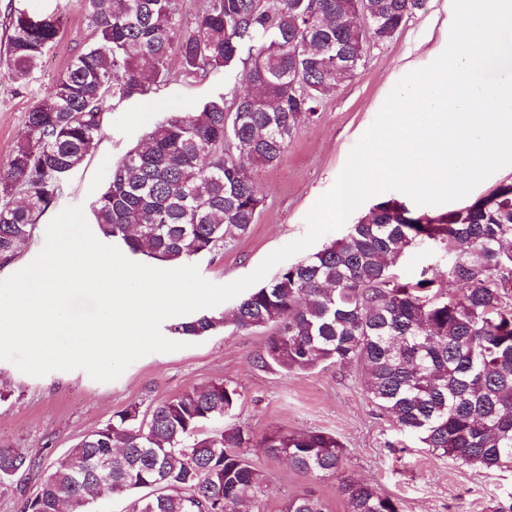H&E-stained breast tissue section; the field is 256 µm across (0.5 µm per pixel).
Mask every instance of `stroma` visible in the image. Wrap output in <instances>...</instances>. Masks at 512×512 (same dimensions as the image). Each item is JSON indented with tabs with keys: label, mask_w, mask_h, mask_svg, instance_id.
Segmentation results:
<instances>
[{
	"label": "stroma",
	"mask_w": 512,
	"mask_h": 512,
	"mask_svg": "<svg viewBox=\"0 0 512 512\" xmlns=\"http://www.w3.org/2000/svg\"><path fill=\"white\" fill-rule=\"evenodd\" d=\"M14 6L61 13L63 32L27 78H14L0 63V168L7 166L23 138L26 115L45 88L92 42L76 0H0V44ZM452 16V0H426L390 43L371 48L357 76L327 100L319 121L299 124L277 164L252 166L264 203L247 234L225 240L213 254L197 259L203 278L231 283L307 234V214L332 188L389 93L404 76L427 67L445 50ZM245 76L241 68L228 79L219 74L201 83L173 82L111 110L96 153L69 176L56 208L43 216L14 261L0 268V279L33 262L59 210L89 209L103 192L112 165L165 115L192 111L211 97L243 86ZM395 270L410 280L425 270L439 283L448 281L447 259L431 243L411 249ZM268 335L265 329L239 330L228 324L217 334L192 338L190 347L141 357L110 382L96 381L81 369L35 377L0 361V448L22 452L46 466L129 405L146 409L191 386L224 381L242 394L233 423L259 437L277 428L336 434L344 446L342 478L373 484L398 499L402 512H497L512 505L511 465L469 467L423 448L374 407L362 369L328 361L290 374L255 367L253 357ZM248 457L267 476L264 512H281L287 497L307 490L321 497L329 512H349L341 478L305 476L286 459L268 457L260 448L250 449Z\"/></svg>",
	"instance_id": "stroma-1"
}]
</instances>
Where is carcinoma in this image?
Masks as SVG:
<instances>
[{
    "label": "carcinoma",
    "mask_w": 512,
    "mask_h": 512,
    "mask_svg": "<svg viewBox=\"0 0 512 512\" xmlns=\"http://www.w3.org/2000/svg\"><path fill=\"white\" fill-rule=\"evenodd\" d=\"M425 0H204L189 21L180 0H77L93 42L28 112L26 132L0 169V266L31 240L67 177L98 149L106 115L172 81H202L238 64L249 88L219 94L194 112H172L109 170L92 203L99 235L132 255L190 263L247 232L262 205L245 155L272 165L303 119H320L336 83V54L357 75L372 46L390 42ZM62 15L10 11L5 62L26 78L62 31ZM181 69L174 75L169 56ZM431 241L448 258V282L394 272ZM231 323L277 332L254 357L261 370L312 369L324 361L369 373L375 408L433 453L484 469L512 464V183L418 221L397 200L376 204L345 235L280 269L224 313L167 327L209 336ZM241 399L225 382L194 386L147 411L134 404L83 436L44 471L35 499L16 478L35 461L0 449V484L16 485L21 512H89L104 485L128 512H262L265 476L248 448L285 457L300 473L335 476V435L241 425L203 434ZM349 512H400L363 482L344 484ZM283 512H327L311 491Z\"/></svg>",
    "instance_id": "1"
}]
</instances>
